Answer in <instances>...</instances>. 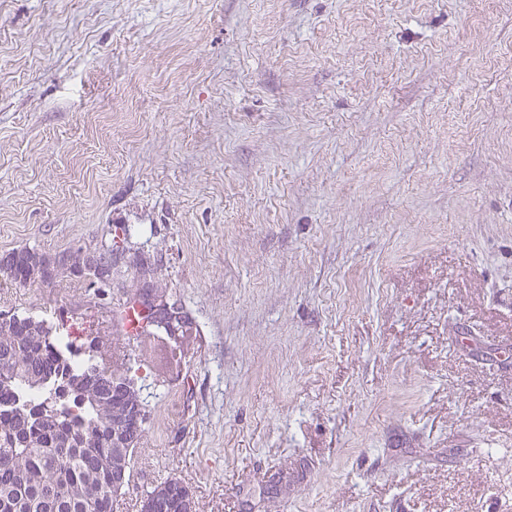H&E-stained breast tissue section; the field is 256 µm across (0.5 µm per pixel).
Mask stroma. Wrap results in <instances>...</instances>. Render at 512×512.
<instances>
[{
	"instance_id": "35a3bbf8",
	"label": "stroma",
	"mask_w": 512,
	"mask_h": 512,
	"mask_svg": "<svg viewBox=\"0 0 512 512\" xmlns=\"http://www.w3.org/2000/svg\"><path fill=\"white\" fill-rule=\"evenodd\" d=\"M0 311L146 405L114 512H512V0H0ZM147 259L177 363L112 326ZM64 269L100 281L112 276L111 262L91 258L79 251L56 260L35 251L19 250L6 258L3 273L11 281L24 285L27 282L50 281ZM173 485L177 490L174 493ZM185 496L189 497V501L191 500L193 504L192 508H195L189 489L180 480L175 478L166 480L145 493L141 501V512H183ZM192 508L189 512H193Z\"/></svg>"
}]
</instances>
